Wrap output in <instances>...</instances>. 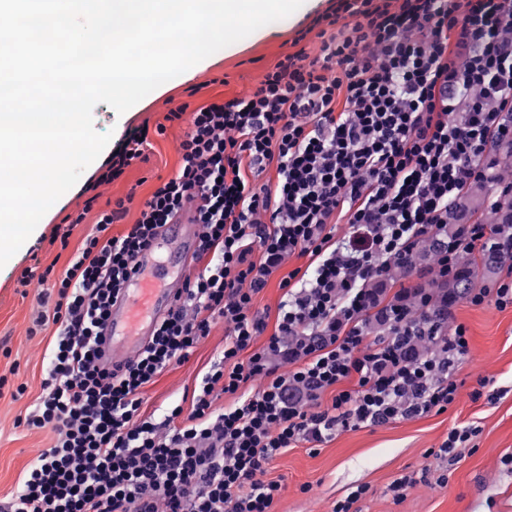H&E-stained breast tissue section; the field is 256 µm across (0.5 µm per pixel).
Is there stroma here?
Segmentation results:
<instances>
[{
  "instance_id": "stroma-1",
  "label": "stroma",
  "mask_w": 512,
  "mask_h": 512,
  "mask_svg": "<svg viewBox=\"0 0 512 512\" xmlns=\"http://www.w3.org/2000/svg\"><path fill=\"white\" fill-rule=\"evenodd\" d=\"M328 7V0H304L287 18L207 57L190 80H169L125 113L104 103L95 106V129L111 132L116 141L145 123L166 126L164 135L152 138L148 162L134 165L120 180L102 187L106 200L134 197L126 216L112 225L111 235L127 232L138 217L140 202L177 168V146L188 123L165 122L166 113L186 102L195 106L244 94L282 54L313 53L317 40L308 29ZM195 85L200 93L189 95V87ZM86 198L83 183H76L0 268V375L27 387L19 400L0 397V502L10 500L39 451L54 440L52 430L29 431L17 424L42 392L53 344L51 331L28 333L40 310L38 287L22 286L21 273L50 264L64 270L71 249L92 227L75 226L66 252L52 244L51 237L67 214L82 209ZM448 323L464 324L469 336V351L455 373L457 397L448 410L343 430L317 446L302 441L285 449L271 459L264 474L283 486L274 512H332L336 502L360 486L366 492L351 512H512V307L501 309L491 302L473 306L460 298L448 308ZM224 338L223 324L214 325L186 361L161 372L144 390V411L160 421L170 405L191 409L202 376L224 349ZM471 424L480 433L458 449L457 460L436 458L451 428ZM404 475L417 482L398 499L390 485Z\"/></svg>"
}]
</instances>
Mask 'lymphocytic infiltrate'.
Here are the masks:
<instances>
[{
  "label": "lymphocytic infiltrate",
  "instance_id": "lymphocytic-infiltrate-1",
  "mask_svg": "<svg viewBox=\"0 0 512 512\" xmlns=\"http://www.w3.org/2000/svg\"><path fill=\"white\" fill-rule=\"evenodd\" d=\"M313 24L315 55H283L244 96L167 112L191 117L179 167L126 233H108L125 199L100 208L95 193L146 161L164 124L132 130L87 184L65 222L90 217L94 230L65 269L23 271L22 284L42 287L29 333L52 330L54 343L22 423L55 438L8 512H274L282 485L263 474L281 449L454 403L465 327L437 355L402 360L392 341L363 334L367 285L442 232L512 141V0H333ZM340 215L352 228L343 240ZM181 221L197 227L198 272L137 357L106 366L103 328L135 257ZM296 254L311 258L309 278L284 271ZM277 272L286 299L258 349L267 324L255 298ZM218 321L224 351L191 411L144 415L145 386ZM255 379L261 389L240 395ZM222 394L238 400L218 412Z\"/></svg>",
  "mask_w": 512,
  "mask_h": 512
}]
</instances>
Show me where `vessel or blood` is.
I'll return each mask as SVG.
<instances>
[{"instance_id": "b4317fda", "label": "vessel or blood", "mask_w": 512, "mask_h": 512, "mask_svg": "<svg viewBox=\"0 0 512 512\" xmlns=\"http://www.w3.org/2000/svg\"><path fill=\"white\" fill-rule=\"evenodd\" d=\"M195 227L191 224H169L162 228L151 247L135 261L133 274L117 303L106 327V356L119 363L139 353L151 337L159 318L166 316L174 305L181 285L171 266L160 264L161 253L186 262L196 249Z\"/></svg>"}]
</instances>
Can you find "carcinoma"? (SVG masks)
<instances>
[{
  "label": "carcinoma",
  "instance_id": "cac0c4a2",
  "mask_svg": "<svg viewBox=\"0 0 512 512\" xmlns=\"http://www.w3.org/2000/svg\"><path fill=\"white\" fill-rule=\"evenodd\" d=\"M492 194L490 183L471 186L466 191V218L477 224L485 223L486 201ZM457 242L456 271L447 278H439L430 288H418L414 298L418 315L411 318L412 326L393 329L391 336L407 360H418L436 353L437 337L448 334V302L474 288L483 287L493 278L507 259L506 252L489 246L477 251L465 242L457 225H448V238H432L417 242L405 251L400 261L391 265L388 277H404L414 269L428 265L447 247L446 240Z\"/></svg>",
  "mask_w": 512,
  "mask_h": 512
}]
</instances>
